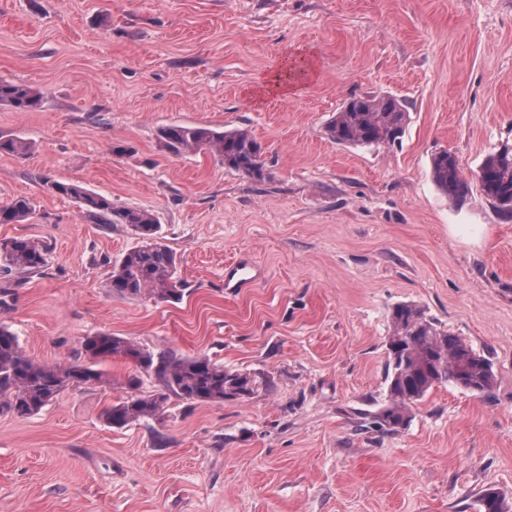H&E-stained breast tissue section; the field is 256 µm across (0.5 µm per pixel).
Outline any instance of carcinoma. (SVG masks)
<instances>
[{
  "label": "carcinoma",
  "instance_id": "cac0c4a2",
  "mask_svg": "<svg viewBox=\"0 0 512 512\" xmlns=\"http://www.w3.org/2000/svg\"><path fill=\"white\" fill-rule=\"evenodd\" d=\"M41 96L29 86L0 79V105L17 112H32ZM408 112L403 103L389 95L353 96L333 115L326 127L328 138L355 146H393L405 131ZM158 138L173 155L207 150L224 167L256 181L269 178L261 160V148L246 129L218 130L188 124L162 127ZM33 146L18 138L0 136V154L27 155ZM432 177L437 187L454 204L463 203L471 181L457 156L447 150L431 158ZM481 190L500 214L512 221V144H501L480 165L476 174ZM48 193L73 200L93 224H125L140 238L112 267V292L130 298L151 297L175 302L183 296L176 254L160 241L156 216L145 209L116 206L112 198L89 190L77 182L43 177ZM30 199L17 197L0 204V224H21L32 214ZM46 249L32 240L16 237L0 241V270L23 275L43 273ZM392 332L388 344L387 403L371 424L393 431L409 420L412 405L430 389L452 383L480 395L494 389V373L488 357L475 352L461 337L440 327L415 304L398 303L390 313ZM121 358L153 378L156 393L141 390V377L128 376L121 386L127 396L105 413L115 429L159 416L175 397L190 403H221L229 397L250 395L252 379L227 369L207 357H190L170 350L150 351L141 344L106 332L83 338L80 356L67 366L39 363L29 358L18 336L0 325V413L25 418L38 414L68 387L112 384L102 369ZM479 512H512L505 497L494 488L479 496Z\"/></svg>",
  "mask_w": 512,
  "mask_h": 512
}]
</instances>
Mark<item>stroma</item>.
Returning a JSON list of instances; mask_svg holds the SVG:
<instances>
[{
    "instance_id": "obj_1",
    "label": "stroma",
    "mask_w": 512,
    "mask_h": 512,
    "mask_svg": "<svg viewBox=\"0 0 512 512\" xmlns=\"http://www.w3.org/2000/svg\"><path fill=\"white\" fill-rule=\"evenodd\" d=\"M315 76L252 95L289 57ZM0 78L42 95L0 106V203L34 212L0 241L48 244L43 274L0 273V324L32 359L74 361L84 336L209 356L253 391L170 399L110 427L113 386L66 389L37 415L0 414V512H478L512 500V221L473 186L462 205L431 157L467 178L512 141V0H0ZM404 99L399 147H346L325 126L354 95ZM247 128L265 181L209 152L173 155L160 128ZM127 147L124 155L115 146ZM75 181L152 211L177 255L178 302L112 293L139 244L42 190ZM252 283L224 286L226 268ZM420 306L493 364V399L445 384L381 432L390 311ZM432 177L437 187L454 204H462L471 191V181L461 169L454 153L447 150L436 152L431 158Z\"/></svg>"
}]
</instances>
